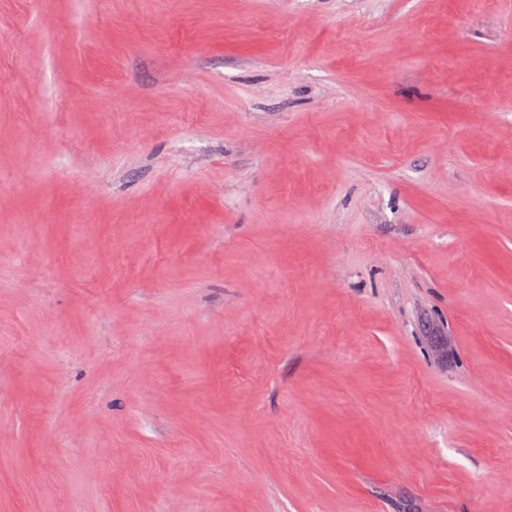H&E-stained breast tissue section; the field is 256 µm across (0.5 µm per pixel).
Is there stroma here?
<instances>
[{
  "label": "stroma",
  "mask_w": 512,
  "mask_h": 512,
  "mask_svg": "<svg viewBox=\"0 0 512 512\" xmlns=\"http://www.w3.org/2000/svg\"><path fill=\"white\" fill-rule=\"evenodd\" d=\"M0 512H512V0H0Z\"/></svg>",
  "instance_id": "35a3bbf8"
}]
</instances>
